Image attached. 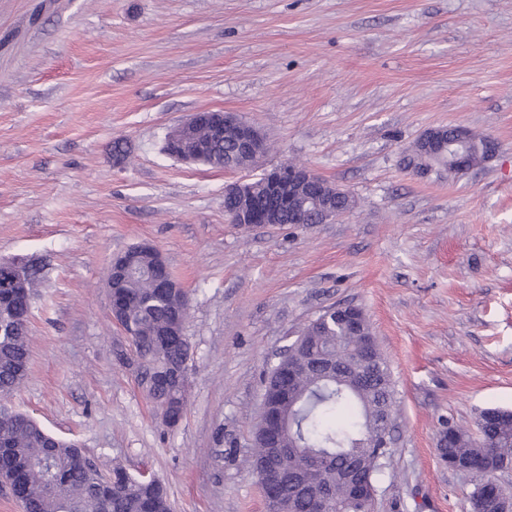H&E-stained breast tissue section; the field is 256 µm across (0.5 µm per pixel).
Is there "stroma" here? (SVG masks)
Returning a JSON list of instances; mask_svg holds the SVG:
<instances>
[{
    "mask_svg": "<svg viewBox=\"0 0 512 512\" xmlns=\"http://www.w3.org/2000/svg\"><path fill=\"white\" fill-rule=\"evenodd\" d=\"M267 136L259 167L166 154L198 111ZM494 138L466 174L401 159L427 129ZM128 152L112 153L114 138ZM302 163L355 199L325 224L224 215L227 184ZM146 242L189 296L190 398L163 427L114 352L105 278ZM37 265L30 362L8 408L173 512H266L262 376L324 310L368 316L396 382L375 512H470L437 453L512 410V0H0V258Z\"/></svg>",
    "mask_w": 512,
    "mask_h": 512,
    "instance_id": "1",
    "label": "stroma"
}]
</instances>
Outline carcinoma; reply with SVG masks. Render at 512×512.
Returning <instances> with one entry per match:
<instances>
[{"label":"carcinoma","instance_id":"1","mask_svg":"<svg viewBox=\"0 0 512 512\" xmlns=\"http://www.w3.org/2000/svg\"><path fill=\"white\" fill-rule=\"evenodd\" d=\"M201 149L200 164L219 169H246L256 162L227 135L212 142L207 127L191 141L166 137L169 154ZM404 167L425 165L448 170V159L424 157L414 149L403 157ZM261 215L275 204L260 179L248 182L237 195L224 197L230 217L247 203ZM134 269L113 289L118 315L132 336L119 365L133 368L138 385L169 427L180 421L189 398L191 347L185 335L163 336L188 315L189 299L180 288L162 292L160 277L172 279L158 266L157 249L137 245ZM8 259H0V397L23 382L29 364V321L22 319L27 295L6 287ZM355 325L340 318L343 307L327 309L306 324L263 379V391L280 382L285 399L279 409L288 434L278 447H267L266 431L255 425L254 465L264 475L275 472L276 497L266 500L267 512H320L324 499L337 512H372L354 495L350 484L376 488L387 466L395 427L396 389L390 365L380 349L358 367L363 383L348 379L364 338L372 325L359 307ZM305 366L293 392L288 370ZM480 435L472 436L455 423H444L437 452L448 467L465 465L474 483L471 512H498L499 501L512 493L493 484L490 474L512 468V411L498 407L481 411ZM0 481L9 485L24 512H172L166 488L158 481L133 477L122 467L106 476L72 443L56 440L31 418L0 408Z\"/></svg>","mask_w":512,"mask_h":512}]
</instances>
